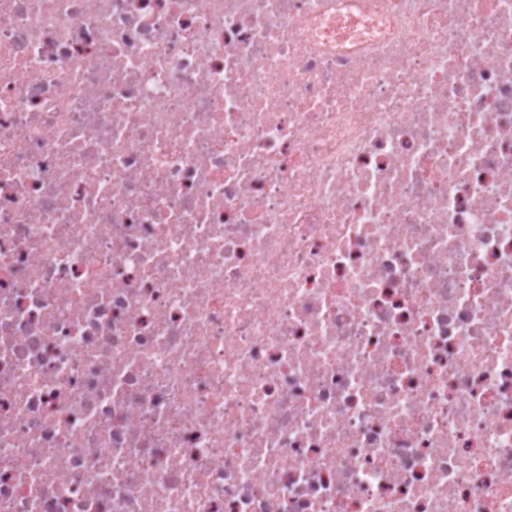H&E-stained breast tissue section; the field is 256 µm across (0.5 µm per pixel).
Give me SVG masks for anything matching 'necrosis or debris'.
Instances as JSON below:
<instances>
[{"mask_svg":"<svg viewBox=\"0 0 512 512\" xmlns=\"http://www.w3.org/2000/svg\"><path fill=\"white\" fill-rule=\"evenodd\" d=\"M0 512H512V0H0Z\"/></svg>","mask_w":512,"mask_h":512,"instance_id":"obj_1","label":"necrosis or debris"}]
</instances>
